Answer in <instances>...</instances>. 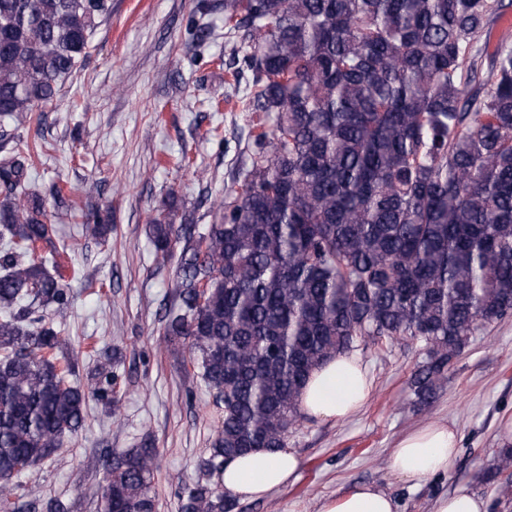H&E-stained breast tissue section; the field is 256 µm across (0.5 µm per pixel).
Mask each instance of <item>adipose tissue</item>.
<instances>
[{
    "mask_svg": "<svg viewBox=\"0 0 512 512\" xmlns=\"http://www.w3.org/2000/svg\"><path fill=\"white\" fill-rule=\"evenodd\" d=\"M370 392L368 373L359 358L341 355L329 361L309 382L302 395V410L313 418L341 421L354 414ZM459 438L445 424H430L402 436L388 459V467L401 480L417 485L448 474L457 457ZM300 466L290 448H258L225 462L220 482L225 495L259 500L287 485ZM320 512H397L387 492L360 485L326 500Z\"/></svg>",
    "mask_w": 512,
    "mask_h": 512,
    "instance_id": "adipose-tissue-1",
    "label": "adipose tissue"
}]
</instances>
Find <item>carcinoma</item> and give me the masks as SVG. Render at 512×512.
Returning <instances> with one entry per match:
<instances>
[{
    "instance_id": "carcinoma-1",
    "label": "carcinoma",
    "mask_w": 512,
    "mask_h": 512,
    "mask_svg": "<svg viewBox=\"0 0 512 512\" xmlns=\"http://www.w3.org/2000/svg\"><path fill=\"white\" fill-rule=\"evenodd\" d=\"M111 0H0V138L40 109L88 54ZM503 0H224V85L253 134L238 188L204 230L150 220L156 256L178 242L163 340L188 345L223 410L201 468L283 448L311 373L359 342L409 338L421 403L480 323L512 315V46L480 45ZM26 142L0 157V512L17 478L116 405L112 363L73 384L45 319L71 307L51 272L52 225L29 191ZM105 238L106 214L82 215ZM99 512H158L155 449L100 460ZM221 483L185 488L180 512H234Z\"/></svg>"
}]
</instances>
